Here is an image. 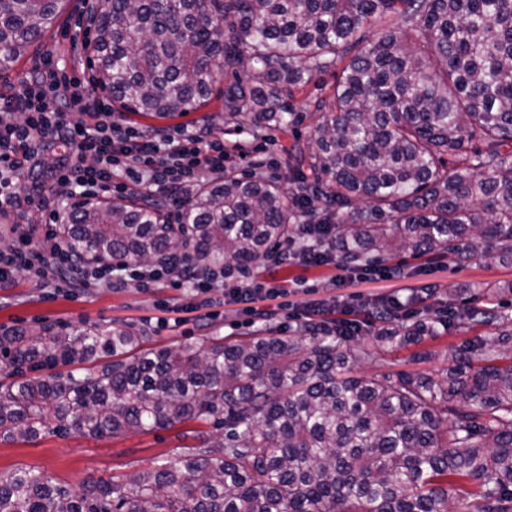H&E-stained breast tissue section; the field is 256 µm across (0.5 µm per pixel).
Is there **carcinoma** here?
Masks as SVG:
<instances>
[{
	"label": "carcinoma",
	"instance_id": "obj_1",
	"mask_svg": "<svg viewBox=\"0 0 512 512\" xmlns=\"http://www.w3.org/2000/svg\"><path fill=\"white\" fill-rule=\"evenodd\" d=\"M59 2L0 0V74ZM93 21V80L117 112H195L226 70V135L299 128L287 100L342 69L286 153L294 187L257 160L202 183L177 224L139 197L76 202L59 235L81 263L182 251L207 277L248 274L286 245L400 276L403 255L512 264V0H107ZM509 295L512 280L475 281L377 322L357 309L194 344L123 322L0 328V443L213 425L179 464L121 481L0 473V512H512ZM453 331L474 335L439 377L360 374L372 346Z\"/></svg>",
	"mask_w": 512,
	"mask_h": 512
}]
</instances>
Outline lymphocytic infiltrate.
Returning a JSON list of instances; mask_svg holds the SVG:
<instances>
[{
    "mask_svg": "<svg viewBox=\"0 0 512 512\" xmlns=\"http://www.w3.org/2000/svg\"><path fill=\"white\" fill-rule=\"evenodd\" d=\"M0 207L16 211L12 242L0 251V286L18 272L42 278L53 274L70 288L96 282L107 287L136 283L148 288L168 275L165 265L76 267L57 235L56 221L30 224L33 211H53L58 189L83 197L121 196L136 191L167 208L182 211L197 182L223 174L229 160L224 135L202 126L173 133L146 131L123 122L78 77L54 67L52 57L38 65L34 81L10 96L0 95ZM31 184L25 191L17 185ZM180 284L189 288L191 310L217 318L211 293L220 290L225 303H252L271 291L256 279L199 277L196 267L181 263Z\"/></svg>",
    "mask_w": 512,
    "mask_h": 512,
    "instance_id": "lymphocytic-infiltrate-1",
    "label": "lymphocytic infiltrate"
}]
</instances>
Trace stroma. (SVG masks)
Segmentation results:
<instances>
[{
    "label": "stroma",
    "instance_id": "35a3bbf8",
    "mask_svg": "<svg viewBox=\"0 0 512 512\" xmlns=\"http://www.w3.org/2000/svg\"><path fill=\"white\" fill-rule=\"evenodd\" d=\"M104 0H66L56 24L43 38L44 51L53 53L60 64L76 66L83 78H90V61L85 43L96 37L93 15ZM80 47H73V40ZM228 75L218 77V92L208 105L183 117L151 119L127 115L126 121L144 130L192 128L196 125L223 126L224 104L219 95L227 84ZM336 273L330 266L303 267L298 264L273 267L262 264L254 277H274L291 293L285 298L260 300L261 308L273 313L275 322L287 323L289 316L301 313L306 304L332 296H341L356 302L368 299L406 295L408 288L422 284L436 285L440 293H448L461 283L512 279V267L481 263L458 269L442 261L420 265L411 277L393 274L372 275L346 281L343 287L329 288L328 280ZM47 287L31 274L20 273L14 284L0 289V325L39 329L49 322L62 323H145L160 342L180 343L197 340L203 334L213 336H248L252 326L246 325L235 305L220 306V315L200 328L193 318L185 317L182 306L188 292L168 278L148 288H108L93 286L79 294H59L50 298ZM188 438L178 428L150 433H129L121 437L91 439L78 434L65 437L47 435L33 442L0 443V471L9 472L18 467H35L46 471L58 481L72 487L99 478H122L131 473L153 467L159 460L180 461Z\"/></svg>",
    "mask_w": 512,
    "mask_h": 512
}]
</instances>
